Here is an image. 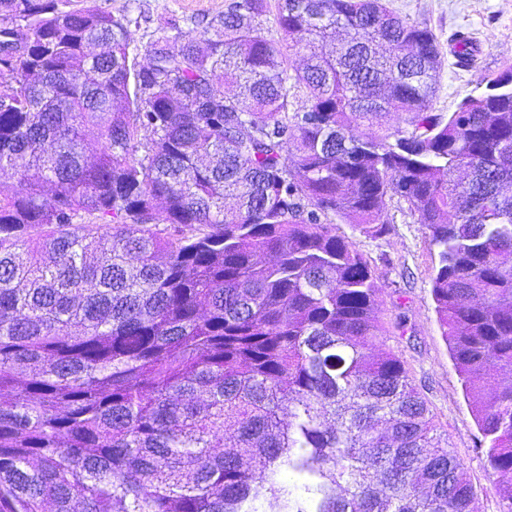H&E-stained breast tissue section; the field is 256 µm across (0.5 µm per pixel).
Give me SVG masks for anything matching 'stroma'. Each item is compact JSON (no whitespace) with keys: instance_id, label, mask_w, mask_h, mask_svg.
Wrapping results in <instances>:
<instances>
[{"instance_id":"stroma-1","label":"stroma","mask_w":512,"mask_h":512,"mask_svg":"<svg viewBox=\"0 0 512 512\" xmlns=\"http://www.w3.org/2000/svg\"><path fill=\"white\" fill-rule=\"evenodd\" d=\"M112 13L140 15L134 38L149 41L164 19L174 17L183 30L206 31L223 14L229 0H97ZM408 19L422 22L437 37L441 63L435 73V111L454 112L466 96L477 94L481 75L512 63V0H390ZM470 35L479 47L474 66L459 65L449 52L457 33ZM390 231L366 237L353 225L338 223L339 234L355 242L373 263L381 288L380 323L387 344L404 361L425 398L438 433L464 464L476 494L477 512H501L499 474L491 471L482 451V435L471 414L434 310L430 276L437 259L416 217L406 204L389 201L385 211Z\"/></svg>"}]
</instances>
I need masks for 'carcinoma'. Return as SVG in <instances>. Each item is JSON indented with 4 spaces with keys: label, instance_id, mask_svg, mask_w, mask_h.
Masks as SVG:
<instances>
[{
    "label": "carcinoma",
    "instance_id": "obj_1",
    "mask_svg": "<svg viewBox=\"0 0 512 512\" xmlns=\"http://www.w3.org/2000/svg\"><path fill=\"white\" fill-rule=\"evenodd\" d=\"M138 27L0 0V512H475L336 231L392 199L512 512V85L434 112L387 0H230L145 64Z\"/></svg>",
    "mask_w": 512,
    "mask_h": 512
}]
</instances>
